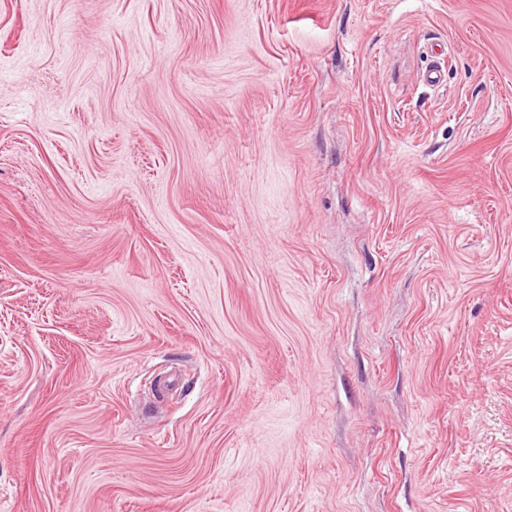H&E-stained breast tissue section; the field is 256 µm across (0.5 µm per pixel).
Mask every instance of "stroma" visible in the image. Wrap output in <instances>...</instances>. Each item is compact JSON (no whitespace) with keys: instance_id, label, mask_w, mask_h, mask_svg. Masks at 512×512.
Returning a JSON list of instances; mask_svg holds the SVG:
<instances>
[{"instance_id":"1","label":"stroma","mask_w":512,"mask_h":512,"mask_svg":"<svg viewBox=\"0 0 512 512\" xmlns=\"http://www.w3.org/2000/svg\"><path fill=\"white\" fill-rule=\"evenodd\" d=\"M0 512H512V0H0Z\"/></svg>"}]
</instances>
